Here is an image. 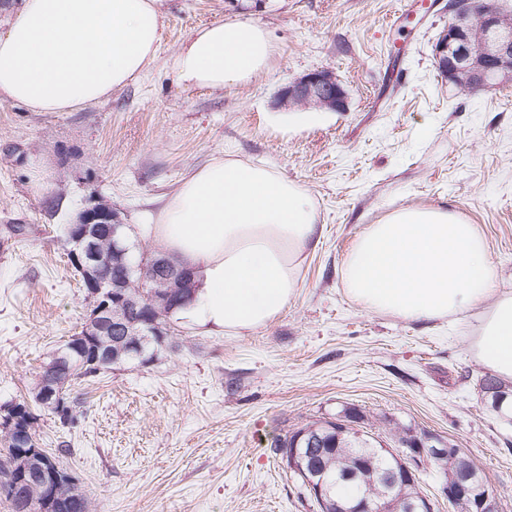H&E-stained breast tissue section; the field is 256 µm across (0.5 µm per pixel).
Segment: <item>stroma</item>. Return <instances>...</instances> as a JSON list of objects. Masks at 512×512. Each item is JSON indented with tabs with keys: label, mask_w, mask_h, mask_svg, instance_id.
Here are the masks:
<instances>
[{
	"label": "stroma",
	"mask_w": 512,
	"mask_h": 512,
	"mask_svg": "<svg viewBox=\"0 0 512 512\" xmlns=\"http://www.w3.org/2000/svg\"><path fill=\"white\" fill-rule=\"evenodd\" d=\"M249 20L270 34L269 67L239 86L182 83L170 57L198 28ZM446 0H169L155 59L133 83L70 112L0 103V405L30 397L42 366L78 332L86 292L64 227L95 197L138 226L182 178L224 157L300 185L325 233L287 310L267 326L207 336L176 321L171 347L69 391L76 415L38 410L95 512H318L276 439L352 407L394 448L405 431L459 448L512 512V402L479 392L474 317L458 323L371 312L345 291L361 232L402 207L455 212L480 229L497 291H512V85H448L432 49ZM332 71L348 107L285 106L280 90ZM43 159L49 194H35Z\"/></svg>",
	"instance_id": "obj_1"
}]
</instances>
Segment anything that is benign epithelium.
Returning <instances> with one entry per match:
<instances>
[{"mask_svg":"<svg viewBox=\"0 0 512 512\" xmlns=\"http://www.w3.org/2000/svg\"><path fill=\"white\" fill-rule=\"evenodd\" d=\"M448 28L436 41L433 56L436 66L448 82L471 91L512 84V17L501 14L496 0H448ZM285 104L316 105L343 112L347 95L329 70L308 73L279 94ZM125 224L112 205L95 200L81 210L68 225L65 243L78 270L85 277L89 311L74 344L57 352L37 377L32 399L0 407V428L13 439L16 448L0 480V490L20 505L21 512H81L85 496L77 479L45 449L28 448L29 407L36 403L61 416L68 413L64 397L74 377L73 369L85 363L82 345L91 344V364L102 366L118 362L119 355L142 351L146 336L159 335L158 329L139 327L137 310L148 299L143 291H126L140 268L124 267V276L109 275L112 257L131 251L124 237ZM397 464L403 478L419 483L421 463L440 470L448 467L452 448L438 438L407 433L399 447L383 448ZM278 454L289 471L302 477L311 495L321 503L328 497V481L303 466V455L296 448H282ZM440 496L451 502L457 512H493L488 489L474 476L453 483H443ZM364 497L351 508L336 503L330 512H397L400 502L382 503Z\"/></svg>","mask_w":512,"mask_h":512,"instance_id":"obj_1","label":"benign epithelium"}]
</instances>
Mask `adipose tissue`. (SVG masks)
Returning a JSON list of instances; mask_svg holds the SVG:
<instances>
[{
	"label": "adipose tissue",
	"mask_w": 512,
	"mask_h": 512,
	"mask_svg": "<svg viewBox=\"0 0 512 512\" xmlns=\"http://www.w3.org/2000/svg\"><path fill=\"white\" fill-rule=\"evenodd\" d=\"M166 16L167 0H22L0 32V102L68 112L108 99L155 58ZM273 53L263 27L234 19L195 30L169 66L184 83L220 89L249 82ZM146 231L193 275L194 298L181 317L219 336L285 311L324 227L295 182L216 158L182 179ZM342 277L370 311L412 320L476 311V358L512 382V292L493 294L476 225L436 208L395 210L358 236Z\"/></svg>",
	"instance_id": "ef3b65f1"
}]
</instances>
